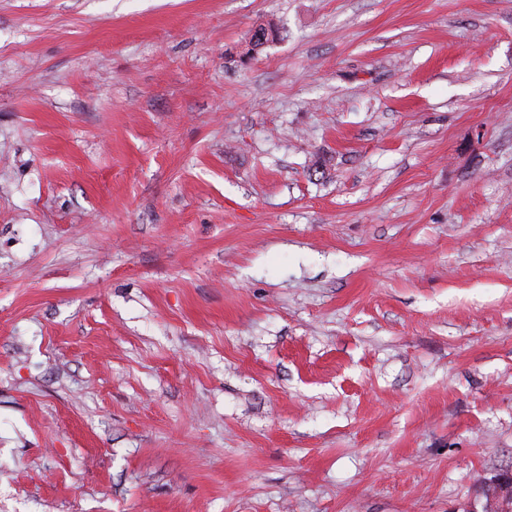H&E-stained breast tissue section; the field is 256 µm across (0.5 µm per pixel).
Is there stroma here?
Returning <instances> with one entry per match:
<instances>
[{
	"mask_svg": "<svg viewBox=\"0 0 512 512\" xmlns=\"http://www.w3.org/2000/svg\"><path fill=\"white\" fill-rule=\"evenodd\" d=\"M506 469L512 0H0V512Z\"/></svg>",
	"mask_w": 512,
	"mask_h": 512,
	"instance_id": "1",
	"label": "stroma"
}]
</instances>
